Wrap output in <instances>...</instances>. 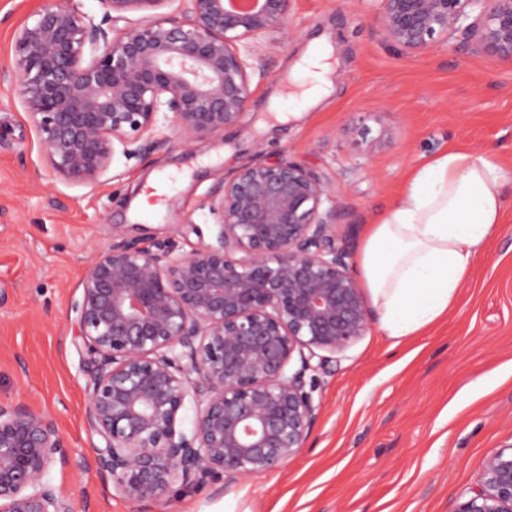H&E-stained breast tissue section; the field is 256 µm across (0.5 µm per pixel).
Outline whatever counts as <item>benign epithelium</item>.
Instances as JSON below:
<instances>
[{"label":"benign epithelium","instance_id":"obj_1","mask_svg":"<svg viewBox=\"0 0 512 512\" xmlns=\"http://www.w3.org/2000/svg\"><path fill=\"white\" fill-rule=\"evenodd\" d=\"M166 2L101 0L97 23L44 0L18 29L12 79L63 180L87 183L116 155L152 149L160 112L173 114L186 144L239 124L253 79L274 78L254 40L295 35L291 0H178L180 16L155 13ZM134 12L140 22L117 27ZM376 22L408 54L460 34L490 60L512 61V0H382ZM209 210L217 244L184 256L113 233L73 307L87 420L105 443L84 465L132 501L290 462L319 411L307 373L371 327L336 236L339 201L319 175L259 154L224 179ZM70 455L51 419L1 400L0 512H76L49 479ZM456 512H512V444L488 456Z\"/></svg>","mask_w":512,"mask_h":512}]
</instances>
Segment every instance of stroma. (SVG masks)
<instances>
[{
    "label": "stroma",
    "instance_id": "stroma-1",
    "mask_svg": "<svg viewBox=\"0 0 512 512\" xmlns=\"http://www.w3.org/2000/svg\"><path fill=\"white\" fill-rule=\"evenodd\" d=\"M43 0H0V400L53 420L77 454L103 441L88 425L89 376L72 336L87 261L120 231L186 255L215 243V188L256 154L286 156L322 174L340 201L336 234L358 253L409 175L456 147L485 155L504 176L497 233L473 262L447 315L398 347L378 328L316 374L318 417L287 464L246 478L175 488L130 501L92 469L52 470L78 512H454L486 458L512 444V63L462 37L423 54L383 41L380 0H292L293 39L258 40L275 77L254 88L239 125L185 146L171 113L157 149L72 185L47 164L3 71L16 29ZM328 33L338 63L333 94L313 106L288 95L310 40ZM162 182L153 194L150 179ZM147 193L150 209L131 212Z\"/></svg>",
    "mask_w": 512,
    "mask_h": 512
}]
</instances>
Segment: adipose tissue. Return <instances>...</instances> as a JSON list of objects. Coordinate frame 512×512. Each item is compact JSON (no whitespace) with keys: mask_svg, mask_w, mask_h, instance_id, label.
Here are the masks:
<instances>
[{"mask_svg":"<svg viewBox=\"0 0 512 512\" xmlns=\"http://www.w3.org/2000/svg\"><path fill=\"white\" fill-rule=\"evenodd\" d=\"M332 58L331 46L317 39L293 68L290 81L302 102L329 95ZM502 188L489 158L451 148L416 170L369 225L356 264L379 329L393 345L447 314L472 258L502 220Z\"/></svg>","mask_w":512,"mask_h":512,"instance_id":"obj_1","label":"adipose tissue"}]
</instances>
